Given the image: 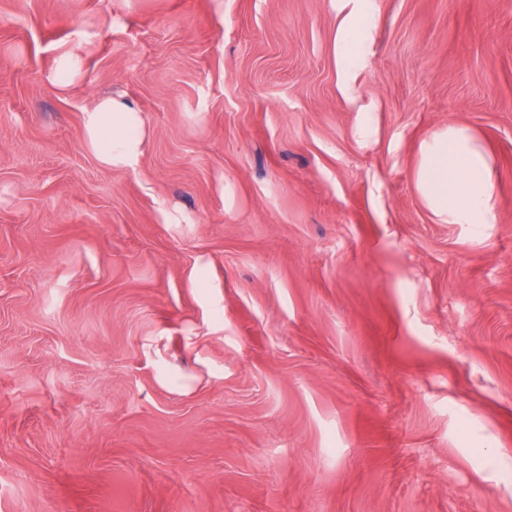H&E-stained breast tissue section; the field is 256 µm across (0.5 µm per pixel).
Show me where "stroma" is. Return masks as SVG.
Wrapping results in <instances>:
<instances>
[{
    "instance_id": "35a3bbf8",
    "label": "stroma",
    "mask_w": 512,
    "mask_h": 512,
    "mask_svg": "<svg viewBox=\"0 0 512 512\" xmlns=\"http://www.w3.org/2000/svg\"><path fill=\"white\" fill-rule=\"evenodd\" d=\"M351 10L0 0V512H512V0H368L347 67ZM452 126L495 223L419 187ZM356 21L349 24L342 31L340 42V55L346 65L349 64V57L347 56V45L350 41H360L361 35H364L365 29L368 27V18L366 13L359 12L356 15ZM365 22V23H364ZM138 112L122 96H105L85 108L84 133L103 162H131L138 157L142 144Z\"/></svg>"
}]
</instances>
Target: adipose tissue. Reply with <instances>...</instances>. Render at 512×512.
<instances>
[{
    "label": "adipose tissue",
    "mask_w": 512,
    "mask_h": 512,
    "mask_svg": "<svg viewBox=\"0 0 512 512\" xmlns=\"http://www.w3.org/2000/svg\"><path fill=\"white\" fill-rule=\"evenodd\" d=\"M84 133L105 163L130 162L141 149V118L125 97L105 96L83 113ZM419 182L430 205L455 224L496 221L495 184L483 146L461 127L425 149Z\"/></svg>",
    "instance_id": "ef3b65f1"
}]
</instances>
